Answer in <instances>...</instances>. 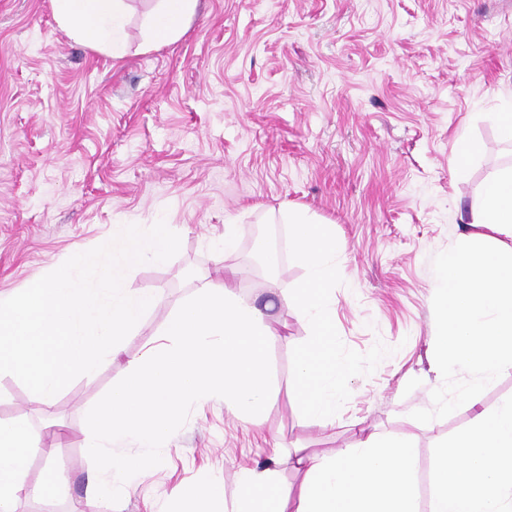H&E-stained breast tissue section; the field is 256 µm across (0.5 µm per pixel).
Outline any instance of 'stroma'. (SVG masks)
I'll return each mask as SVG.
<instances>
[{
  "mask_svg": "<svg viewBox=\"0 0 512 512\" xmlns=\"http://www.w3.org/2000/svg\"><path fill=\"white\" fill-rule=\"evenodd\" d=\"M127 2L126 49L115 59L67 32L52 0H0V293L106 242L116 224L162 219L181 239L174 258L124 282L161 290L160 308L110 368L75 380L50 416L18 379H0V418L26 419L38 446L28 482H46L48 456L70 477L65 497L23 501L21 512H90L85 408L198 279L244 267L254 228L279 235L294 208L346 243L336 260L343 282L332 292L342 341L360 353L380 341L393 354L354 377L335 424L319 427L288 389L292 350L309 326L281 296L305 269L287 258L235 279L239 294L271 306L278 401L256 424L211 399L188 412L160 454L118 443L115 457L140 464L119 512H166L173 489L212 475L235 497L242 468L298 448L337 452L359 422L415 446V492L428 506L440 446L478 410L512 399L511 371L477 406L427 424L411 416L432 408L442 383L433 369L432 259L477 233L471 207L491 176L512 167V143L498 129L512 101V0H197L186 32L152 48L146 20L156 0ZM463 136L478 150L460 178ZM228 219L237 249L226 255L212 241ZM49 419L67 440L48 439Z\"/></svg>",
  "mask_w": 512,
  "mask_h": 512,
  "instance_id": "1",
  "label": "stroma"
}]
</instances>
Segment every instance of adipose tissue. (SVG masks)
<instances>
[{
  "label": "adipose tissue",
  "instance_id": "ef3b65f1",
  "mask_svg": "<svg viewBox=\"0 0 512 512\" xmlns=\"http://www.w3.org/2000/svg\"><path fill=\"white\" fill-rule=\"evenodd\" d=\"M64 28L122 57L127 0H53ZM152 44L178 40L195 0H157ZM274 337L264 309L233 288L201 279L194 297L166 320L161 343H148L128 360L111 392L84 412L85 448L95 467L88 502L111 512L134 487L132 462L113 457L115 443L161 449L186 410L212 398L227 410L258 419L278 399L266 346ZM36 448L26 423L0 418V512H17L21 495L62 497L67 480L48 462L50 485H28L26 462ZM298 485H283L276 468L244 469L242 495L226 512H262L258 493L273 512H512V399L479 414L472 427L442 446L428 510L414 492L417 467L411 443L368 434L333 455L296 453Z\"/></svg>",
  "mask_w": 512,
  "mask_h": 512
}]
</instances>
